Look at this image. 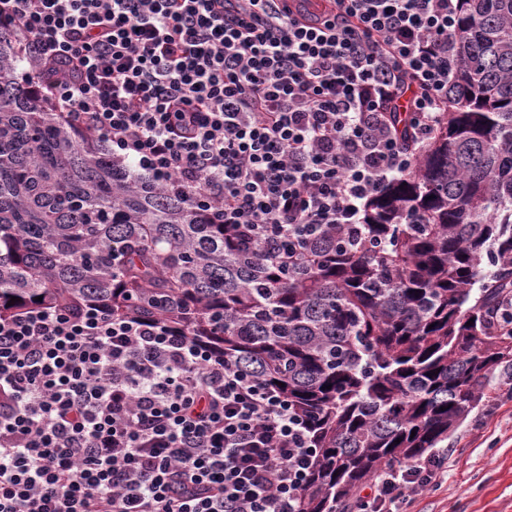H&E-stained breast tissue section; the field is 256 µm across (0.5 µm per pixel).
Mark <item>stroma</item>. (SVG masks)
<instances>
[{"instance_id":"35a3bbf8","label":"stroma","mask_w":512,"mask_h":512,"mask_svg":"<svg viewBox=\"0 0 512 512\" xmlns=\"http://www.w3.org/2000/svg\"><path fill=\"white\" fill-rule=\"evenodd\" d=\"M491 387L445 440L447 474L406 512H512V376L495 372Z\"/></svg>"}]
</instances>
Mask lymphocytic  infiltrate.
<instances>
[{
    "mask_svg": "<svg viewBox=\"0 0 512 512\" xmlns=\"http://www.w3.org/2000/svg\"><path fill=\"white\" fill-rule=\"evenodd\" d=\"M0 0L36 102L216 224L287 253L362 222L448 109L458 0ZM316 450L276 388L187 328L0 316V512H297ZM380 469L357 512L440 480Z\"/></svg>",
    "mask_w": 512,
    "mask_h": 512,
    "instance_id": "f902f5d3",
    "label": "lymphocytic infiltrate"
}]
</instances>
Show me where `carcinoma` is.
Wrapping results in <instances>:
<instances>
[{
    "label": "carcinoma",
    "mask_w": 512,
    "mask_h": 512,
    "mask_svg": "<svg viewBox=\"0 0 512 512\" xmlns=\"http://www.w3.org/2000/svg\"><path fill=\"white\" fill-rule=\"evenodd\" d=\"M454 40L450 111L410 174L365 203L362 235L319 225L282 259L37 104L1 38L0 314L94 303L188 327L313 421L300 512H339L512 370V314L489 320L512 279V0H458Z\"/></svg>",
    "instance_id": "cac0c4a2"
}]
</instances>
